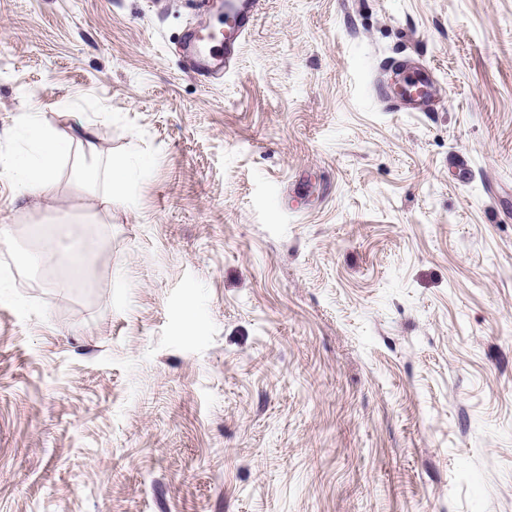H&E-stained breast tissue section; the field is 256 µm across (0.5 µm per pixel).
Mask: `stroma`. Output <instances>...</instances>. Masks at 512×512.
I'll return each mask as SVG.
<instances>
[{
	"mask_svg": "<svg viewBox=\"0 0 512 512\" xmlns=\"http://www.w3.org/2000/svg\"><path fill=\"white\" fill-rule=\"evenodd\" d=\"M197 19L0 0V512H512V0H264L210 82ZM32 114L124 158L106 223L19 196ZM407 80H400L388 87L378 86L377 93L394 112H429L436 104L435 88L427 68L414 67ZM66 223L60 222L55 232L37 234L35 239L41 246L49 248L50 252L58 254L61 262L80 268L87 267L90 264V255L85 250L70 248L59 251L57 248L58 239L70 235L67 231L69 225H65Z\"/></svg>",
	"mask_w": 512,
	"mask_h": 512,
	"instance_id": "stroma-1",
	"label": "stroma"
}]
</instances>
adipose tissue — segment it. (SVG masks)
I'll return each instance as SVG.
<instances>
[{"label":"adipose tissue","mask_w":512,"mask_h":512,"mask_svg":"<svg viewBox=\"0 0 512 512\" xmlns=\"http://www.w3.org/2000/svg\"><path fill=\"white\" fill-rule=\"evenodd\" d=\"M28 130L33 151L16 158L11 168L18 192L20 196L30 198L54 197L61 164L70 157L73 140L42 128L35 120L29 121Z\"/></svg>","instance_id":"adipose-tissue-1"}]
</instances>
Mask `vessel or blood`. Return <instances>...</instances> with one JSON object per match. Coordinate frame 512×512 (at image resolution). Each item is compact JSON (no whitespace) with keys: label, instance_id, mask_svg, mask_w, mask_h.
<instances>
[{"label":"vessel or blood","instance_id":"b4317fda","mask_svg":"<svg viewBox=\"0 0 512 512\" xmlns=\"http://www.w3.org/2000/svg\"><path fill=\"white\" fill-rule=\"evenodd\" d=\"M261 5L262 0H225L222 23L188 29L183 38L182 68L206 82L223 77L236 66L241 43L253 30ZM389 66L412 71L397 83L378 86L379 97L392 111L425 112L435 104V88L426 67H411L404 58L391 60Z\"/></svg>","mask_w":512,"mask_h":512}]
</instances>
